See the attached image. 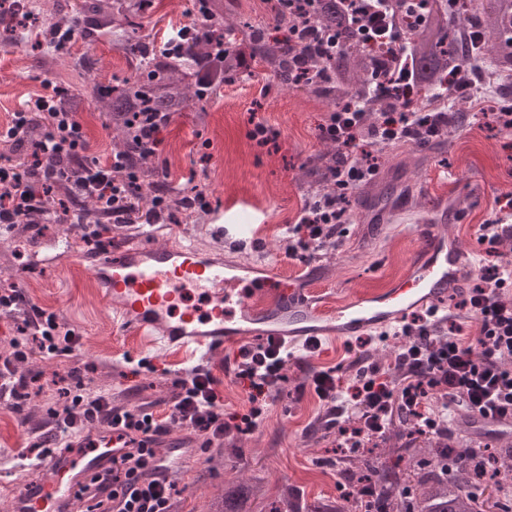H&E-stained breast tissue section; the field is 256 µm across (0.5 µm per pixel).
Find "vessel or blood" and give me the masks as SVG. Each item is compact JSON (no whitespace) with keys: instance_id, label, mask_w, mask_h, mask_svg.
<instances>
[{"instance_id":"vessel-or-blood-1","label":"vessel or blood","mask_w":512,"mask_h":512,"mask_svg":"<svg viewBox=\"0 0 512 512\" xmlns=\"http://www.w3.org/2000/svg\"><path fill=\"white\" fill-rule=\"evenodd\" d=\"M459 217L455 208L445 206L433 210L427 223L415 225L417 248L398 288L359 294L334 307L274 267L258 277L241 275L173 234L162 245L115 247L81 262L103 288L113 318L136 334L155 337L163 349L209 354L253 336L299 347L326 336L382 333L417 309L449 310L463 286L467 253L440 227ZM469 430L478 439L512 444V419L507 417L472 414ZM126 451L111 430L78 433L70 449L38 464V478L14 493L13 512H75L79 484Z\"/></svg>"}]
</instances>
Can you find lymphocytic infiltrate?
<instances>
[{
  "label": "lymphocytic infiltrate",
  "instance_id": "lymphocytic-infiltrate-1",
  "mask_svg": "<svg viewBox=\"0 0 512 512\" xmlns=\"http://www.w3.org/2000/svg\"><path fill=\"white\" fill-rule=\"evenodd\" d=\"M347 18L366 45H402L403 33L393 18V0H343ZM363 99L337 106L320 125L323 140L336 143L339 153L326 186L307 200L292 224L287 225L288 258L306 262L316 252L342 245L343 226L350 220L353 194L370 183L378 172L379 151L400 143L422 146L454 125L451 111L418 112L401 105L381 113L370 126L363 123ZM42 120L46 137L26 145L27 128ZM120 121L132 129L140 146L157 155L160 135L173 122L170 112H124ZM0 224L22 223L25 215L41 211L45 223L75 224L85 249H105L97 225L81 207L90 199L98 212L120 227L159 223L169 194L155 188L153 206L143 209L133 190L141 178L129 158L114 153L107 163L90 158L88 142L77 113L58 107L53 96L38 97L33 104L13 112L0 129ZM81 175L73 184L71 201L49 205L56 182L67 177L68 166ZM484 251L474 262L473 283L461 301L477 324L471 341L460 338V324L450 323L440 335L432 313L414 315L397 332L401 343L392 372L359 354L350 387H342L334 369H314L309 384L324 403L326 431L335 433L339 447H360L362 441L383 437L395 418L415 420L418 433L454 439L448 415L453 408L485 416L512 415V299L503 296L512 286V262L503 260L500 247L512 240V224L490 219L479 225ZM18 334L6 351H0V407L15 409L36 377L18 375L17 365L36 354L67 359L80 338L63 328L55 315L30 306L19 323ZM291 352L274 339L242 348L233 377L248 393L250 407L244 414H226L220 382L211 370L191 368L175 380L176 393L165 419H157L150 406L126 409L114 406L109 396L90 392L84 383L62 388L68 404L53 411L57 443L87 425L98 423L120 428L131 444L110 470L94 475L77 496L87 500V512H171L176 485L159 481L155 474L156 438L168 426L194 432L203 448L223 445L226 437L254 431L263 421L265 405L277 397L286 380Z\"/></svg>",
  "mask_w": 512,
  "mask_h": 512
}]
</instances>
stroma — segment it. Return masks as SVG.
<instances>
[{"label":"stroma","instance_id":"stroma-1","mask_svg":"<svg viewBox=\"0 0 512 512\" xmlns=\"http://www.w3.org/2000/svg\"><path fill=\"white\" fill-rule=\"evenodd\" d=\"M145 33L163 37L189 26L194 0H155ZM43 51L36 41L17 45L0 41V127L20 105L48 91L66 90L82 98V120L90 154L107 162L114 150V132L95 100V82L121 84L132 73V62L113 44L110 36L77 35L68 48L64 66L56 73L40 70ZM99 58L103 69L98 81L84 79L75 66L84 55ZM205 113L190 110L176 115L162 134L156 181L172 192L192 186L209 193L211 210L196 223L176 225L179 235L192 239L205 252L223 256L225 262L273 263L288 279H298L302 263L285 253L284 228L292 222L308 196L304 168L327 146L318 136L326 106L314 95L284 88L269 72L256 70L244 81L229 83L220 94L205 101ZM275 129L277 139L257 146L249 137L253 121ZM476 176L487 187L480 201L470 198L465 180ZM399 186L400 196L418 213H426L441 200L457 204L463 222L448 225L469 256L483 247L477 239L479 224L499 217L512 223V212H500L498 202L512 195V132L467 115L435 148L413 145L393 147L382 157L378 178L357 190L352 200V221L340 250L314 254L318 287L332 303L344 302L357 292H378L394 287L410 269L416 241L411 232H382L385 211L366 208L369 196L380 190L381 179ZM225 223L248 220L257 245L251 250L225 245L213 233L216 215ZM76 254L80 242H73ZM73 259L38 267L34 253L17 256L10 237L0 236V281L18 282L25 298L57 315L80 336L72 358L59 361L39 356L20 365V374L40 377L43 392L53 406H60L58 382L80 371L91 391L106 394L113 404L129 408L150 401L157 416H165L175 393L174 382L197 364L196 356L164 351L144 336L123 330L112 320L97 284L87 269ZM367 347L358 338L326 339L320 350L296 351L288 366V381L281 397L269 402L264 420L251 433L225 439V450L215 463L195 456L191 477L178 483L173 512H205L212 494L225 481L244 476L260 478L267 496L279 488L297 490L302 512L336 498L340 483L336 469L319 468L322 460L341 455L334 434L320 423L325 412L317 396L307 389L310 367L349 369L359 351L372 362L388 365L396 351L395 337L368 333ZM237 348L212 354L208 366L219 378L226 412H246L248 400L242 387L224 373L234 363ZM49 415L23 422L14 412L0 409V512H9L10 490L30 472L20 451L33 432H51Z\"/></svg>","mask_w":512,"mask_h":512}]
</instances>
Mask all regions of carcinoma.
<instances>
[{"instance_id":"obj_1","label":"carcinoma","mask_w":512,"mask_h":512,"mask_svg":"<svg viewBox=\"0 0 512 512\" xmlns=\"http://www.w3.org/2000/svg\"><path fill=\"white\" fill-rule=\"evenodd\" d=\"M404 33V55L410 57L411 81L414 90L422 93L418 98L420 110L430 112L435 102L432 91L448 85V76L455 73L467 77L477 58L470 41L471 20L458 9L448 13L444 0H426L429 9L424 20L410 23L406 0H395ZM196 19L188 37L174 54L153 50V40L142 34L143 20L154 11V0H82L73 7L60 9L47 15L33 36L45 45L46 51L39 60V67L51 72L62 64L63 51L54 46L52 37L59 29L75 26L79 20L92 19L96 27L112 36L115 43L128 57L138 60L135 75L124 80L123 86L95 84L98 100L106 112H130L135 105L147 104L149 112H184L200 107L203 99L224 87L225 80L217 81L203 93L196 82L194 70L206 62L213 47L224 45V76L240 73L238 48L246 43L251 49L250 67L271 71L280 82L293 90L308 91L322 98L329 111L360 95L370 104L364 121L372 124L380 112H391L396 100L383 85L372 82L376 66L373 52L354 33L342 16L328 10L312 12L309 22L324 32L338 33L344 41L341 53L331 57L319 54L299 36L279 39L273 30L296 31L302 25L303 14L286 12L275 3L263 25L252 24L248 19H230L224 16V0H204L195 6ZM481 23L479 53L491 58L501 70L512 75V0H481L477 3ZM301 60L313 71L318 80L297 84L290 74L294 61ZM115 150L135 159L145 178L155 172L153 158L139 155L140 146L133 130L123 126L113 127ZM336 161V145L332 144L317 157V164L308 170L314 184L325 186L324 168ZM42 221L34 212L28 223L15 228L17 246L30 241L31 225ZM45 409L40 391H31L19 402L17 412L26 417L35 416ZM409 454L405 470L394 467L380 468L368 457H361L347 469L345 483L351 492L340 496L335 506L321 512H478V504L471 488L475 485L493 484L500 492L498 512H512V448L474 453L463 440L452 442L425 437L417 455L410 454V446L401 448ZM457 460L456 471L446 476L438 464H448V458ZM259 482L249 478H235L224 482L208 504L207 512H255L254 505L260 497ZM293 494L282 491L267 500L261 512H288Z\"/></svg>"}]
</instances>
